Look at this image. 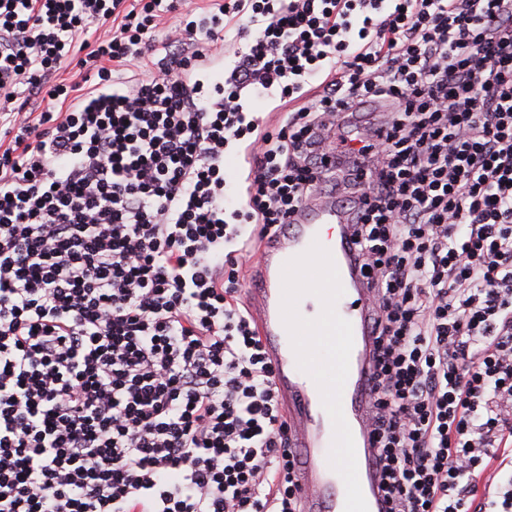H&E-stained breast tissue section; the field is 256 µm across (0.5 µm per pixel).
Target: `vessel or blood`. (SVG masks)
I'll list each match as a JSON object with an SVG mask.
<instances>
[{
	"label": "vessel or blood",
	"mask_w": 512,
	"mask_h": 512,
	"mask_svg": "<svg viewBox=\"0 0 512 512\" xmlns=\"http://www.w3.org/2000/svg\"><path fill=\"white\" fill-rule=\"evenodd\" d=\"M350 253L341 214L323 208L264 244L248 283L254 330L299 452L303 512L385 510L365 395L371 303Z\"/></svg>",
	"instance_id": "1"
}]
</instances>
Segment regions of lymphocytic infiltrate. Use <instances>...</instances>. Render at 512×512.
I'll use <instances>...</instances> for the list:
<instances>
[{"instance_id": "f902f5d3", "label": "lymphocytic infiltrate", "mask_w": 512, "mask_h": 512, "mask_svg": "<svg viewBox=\"0 0 512 512\" xmlns=\"http://www.w3.org/2000/svg\"><path fill=\"white\" fill-rule=\"evenodd\" d=\"M326 203L390 512H512V0H0V512H299L239 273Z\"/></svg>"}]
</instances>
